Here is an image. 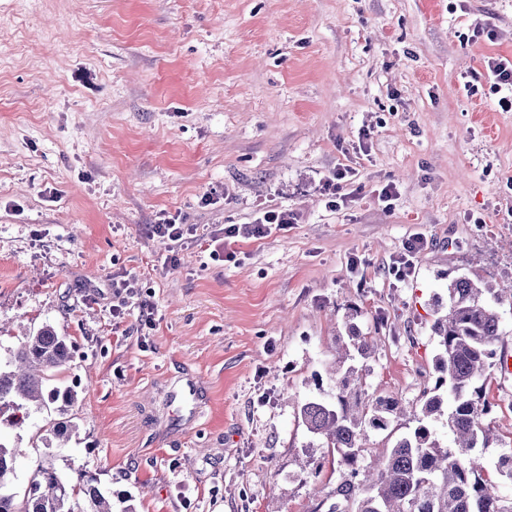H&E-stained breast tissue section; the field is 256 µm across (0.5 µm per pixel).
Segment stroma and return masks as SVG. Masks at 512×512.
<instances>
[{"label":"stroma","instance_id":"1","mask_svg":"<svg viewBox=\"0 0 512 512\" xmlns=\"http://www.w3.org/2000/svg\"><path fill=\"white\" fill-rule=\"evenodd\" d=\"M512 0H0V344L51 321L84 392L67 447L23 453L95 474L113 512H311L336 477L298 419L332 399L348 325L377 347L368 391L418 400L448 279L512 284ZM339 167L355 194L328 205ZM393 185L391 202L376 189ZM269 208L297 221L234 244ZM197 232L165 265L163 216ZM421 237L405 280L391 267ZM154 306L112 317V283ZM201 376V417L168 385ZM493 459L512 448V376L491 369ZM488 68L491 74L495 77L496 85L499 89L502 85L510 86V99L508 97H502L499 100L501 107L512 110V60L508 59H491L488 61ZM197 395L198 382L192 375L184 376L172 385L169 391V403L174 407L171 411L174 420L188 421L193 417Z\"/></svg>","mask_w":512,"mask_h":512}]
</instances>
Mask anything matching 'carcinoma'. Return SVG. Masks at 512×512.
<instances>
[{
    "label": "carcinoma",
    "instance_id": "carcinoma-1",
    "mask_svg": "<svg viewBox=\"0 0 512 512\" xmlns=\"http://www.w3.org/2000/svg\"><path fill=\"white\" fill-rule=\"evenodd\" d=\"M506 296L512 301V286L495 288L468 275L449 279L448 301L437 302L431 325L438 349L434 385L409 404L413 429L379 453H372L367 442L403 412L400 402L368 394L359 368L343 371L344 360L336 363L335 400L307 399L299 411L307 432L339 454L331 460L339 467L336 487L312 512H512V495L483 478L486 460L477 452L489 447L484 418L490 405L483 389L501 359L496 305ZM348 333L359 355L373 351L354 327ZM73 356L71 339L49 322L0 355V410L10 406L22 412L8 420L11 427L41 417L35 437L47 448L68 440L76 429L69 413L78 402V385L58 384ZM443 415L452 436L449 447L429 425ZM21 454L22 448L0 433V512H79L81 498L91 504L88 512H112L95 477L82 475L73 483L51 465L40 468L33 492L17 499L12 483Z\"/></svg>",
    "mask_w": 512,
    "mask_h": 512
}]
</instances>
